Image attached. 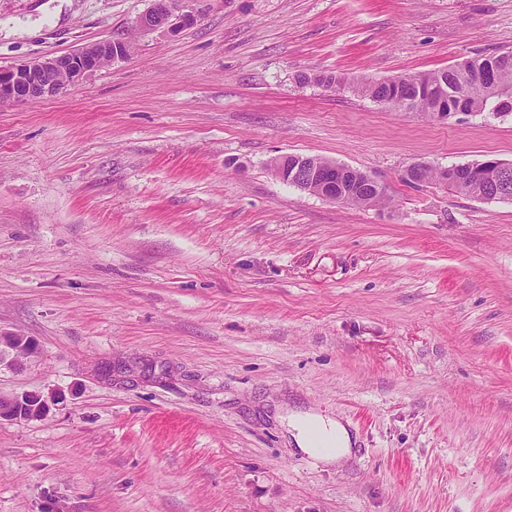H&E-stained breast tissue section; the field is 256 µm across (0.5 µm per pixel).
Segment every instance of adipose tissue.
Instances as JSON below:
<instances>
[{
    "label": "adipose tissue",
    "instance_id": "adipose-tissue-1",
    "mask_svg": "<svg viewBox=\"0 0 512 512\" xmlns=\"http://www.w3.org/2000/svg\"><path fill=\"white\" fill-rule=\"evenodd\" d=\"M287 427L298 448L326 463L341 461L351 453L350 433L340 421L312 412H293L287 416Z\"/></svg>",
    "mask_w": 512,
    "mask_h": 512
}]
</instances>
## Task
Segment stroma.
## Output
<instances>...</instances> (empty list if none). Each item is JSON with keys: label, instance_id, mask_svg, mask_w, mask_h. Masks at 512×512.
Segmentation results:
<instances>
[{"label": "stroma", "instance_id": "1", "mask_svg": "<svg viewBox=\"0 0 512 512\" xmlns=\"http://www.w3.org/2000/svg\"><path fill=\"white\" fill-rule=\"evenodd\" d=\"M0 0V67L103 41L119 59L0 107V512H512V199L402 180L512 163V114L438 120L303 73L378 80L512 50V0ZM372 174L388 204L282 182ZM355 437L328 465L277 418ZM186 0H153L150 9L135 21L136 27L143 31L162 29L169 33H178L192 27L197 16L185 10L181 4ZM288 155L279 156L272 161V170L277 178L305 191L316 185L317 195L342 205H350L353 199L348 181L351 174L359 172L365 185L380 189L383 185L372 175L355 170L345 165L322 164L316 157L295 155V165L288 175L285 163ZM37 350L38 345L30 336L0 332V366L21 367ZM48 403L41 395L24 393L3 396L0 394V420H33L46 415Z\"/></svg>", "mask_w": 512, "mask_h": 512}]
</instances>
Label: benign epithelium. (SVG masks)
Instances as JSON below:
<instances>
[{
  "instance_id": "7a95c632",
  "label": "benign epithelium",
  "mask_w": 512,
  "mask_h": 512,
  "mask_svg": "<svg viewBox=\"0 0 512 512\" xmlns=\"http://www.w3.org/2000/svg\"><path fill=\"white\" fill-rule=\"evenodd\" d=\"M185 0H152L150 9L135 21L144 31L162 29L178 33L192 27L197 16L182 7ZM126 56L119 42H106L85 46L70 53L41 58L8 68H0V105L9 102H32L58 94L64 86H76L89 75L103 69L111 62ZM65 77L64 86L54 81V76ZM288 156L272 161L277 178L301 190L316 187L317 195L342 205L352 202L349 177L355 169L345 165L322 164L314 157L295 156L292 171H287ZM38 345L29 336L0 332V366L20 367L37 353ZM48 403L41 395L24 393L3 396L0 394V420H33L46 415Z\"/></svg>"
}]
</instances>
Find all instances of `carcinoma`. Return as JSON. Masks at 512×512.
I'll use <instances>...</instances> for the list:
<instances>
[{"mask_svg": "<svg viewBox=\"0 0 512 512\" xmlns=\"http://www.w3.org/2000/svg\"><path fill=\"white\" fill-rule=\"evenodd\" d=\"M355 93L394 111L512 112V52L476 57L446 68L410 76V82L364 84ZM483 161H475L480 166ZM485 165V164H483ZM448 187L474 198L494 199L512 195V163L505 170L485 165L482 175L471 176L448 168Z\"/></svg>", "mask_w": 512, "mask_h": 512, "instance_id": "1", "label": "carcinoma"}]
</instances>
